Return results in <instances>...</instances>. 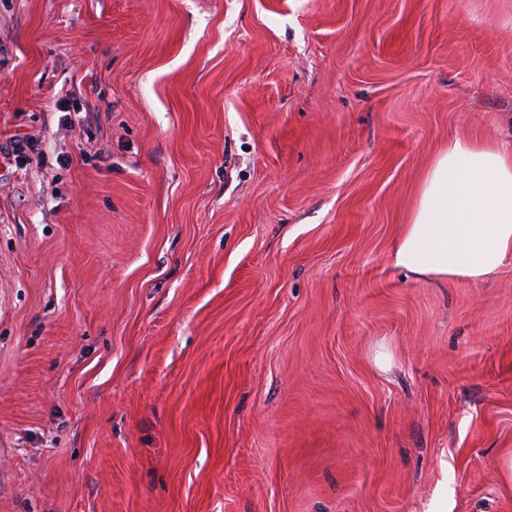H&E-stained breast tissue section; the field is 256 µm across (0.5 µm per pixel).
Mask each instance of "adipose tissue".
<instances>
[{
	"instance_id": "ef3b65f1",
	"label": "adipose tissue",
	"mask_w": 512,
	"mask_h": 512,
	"mask_svg": "<svg viewBox=\"0 0 512 512\" xmlns=\"http://www.w3.org/2000/svg\"><path fill=\"white\" fill-rule=\"evenodd\" d=\"M391 261L416 277L481 281L512 262V147L455 141L426 170Z\"/></svg>"
}]
</instances>
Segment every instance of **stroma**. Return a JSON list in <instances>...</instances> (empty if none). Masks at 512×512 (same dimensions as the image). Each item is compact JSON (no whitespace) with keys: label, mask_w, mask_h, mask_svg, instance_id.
<instances>
[{"label":"stroma","mask_w":512,"mask_h":512,"mask_svg":"<svg viewBox=\"0 0 512 512\" xmlns=\"http://www.w3.org/2000/svg\"><path fill=\"white\" fill-rule=\"evenodd\" d=\"M0 512H512V263L391 262L512 142V0H0Z\"/></svg>","instance_id":"stroma-1"}]
</instances>
